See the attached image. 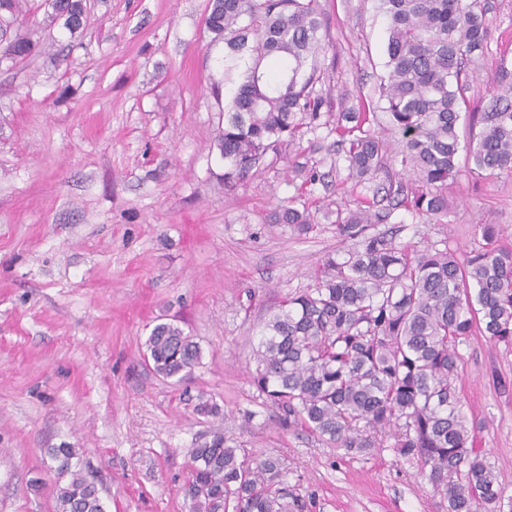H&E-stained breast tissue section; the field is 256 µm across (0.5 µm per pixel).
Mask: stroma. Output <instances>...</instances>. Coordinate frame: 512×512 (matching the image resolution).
Returning a JSON list of instances; mask_svg holds the SVG:
<instances>
[{"label":"stroma","mask_w":512,"mask_h":512,"mask_svg":"<svg viewBox=\"0 0 512 512\" xmlns=\"http://www.w3.org/2000/svg\"><path fill=\"white\" fill-rule=\"evenodd\" d=\"M326 45L315 91L325 111L364 112L366 131L399 148L378 86L386 21L376 0H318ZM483 56L471 65L468 110L483 112L500 70L512 72V0H488ZM83 26L49 23L28 0L35 42L0 60V512H58L49 449H75L107 512H190L195 440L225 434L256 456L283 458L289 485L315 512H444L418 462L284 432L251 384L268 316L313 287L310 273L340 246L333 220L392 180L398 156L349 190L333 125L267 154L254 175L224 183L218 99L245 62L224 68L205 19L209 0H86ZM322 179L310 182L311 173ZM448 215L394 210L403 244L475 247V224L512 245V173L446 190ZM308 210L298 235L281 206ZM179 325L202 349L181 383L143 359L154 325ZM460 396L512 494V348L483 336L462 345ZM218 415L198 413L199 400ZM254 414L250 429L235 416Z\"/></svg>","instance_id":"35a3bbf8"}]
</instances>
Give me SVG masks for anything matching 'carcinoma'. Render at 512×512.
Masks as SVG:
<instances>
[{
    "label": "carcinoma",
    "instance_id": "obj_1",
    "mask_svg": "<svg viewBox=\"0 0 512 512\" xmlns=\"http://www.w3.org/2000/svg\"><path fill=\"white\" fill-rule=\"evenodd\" d=\"M388 20L387 76L380 83L390 122L403 138L402 163L416 189L383 187L385 208L364 200L336 210V234L349 243L314 272L316 286L288 297L269 315L255 350L252 383L276 408L282 429L307 432L348 452L392 448L429 468L447 512H512V496L480 448L481 426L463 412L457 387L459 347L480 335L512 346V248L499 229L475 225L482 243L460 257L449 242L414 250L398 231L376 232L398 207L449 212L443 186L459 173L465 150L477 178L512 172V74L481 113L482 128L460 145L458 126L470 74L467 64L487 47L485 0H378ZM25 0H0V57L24 59L33 49L21 31ZM50 22L70 33L82 26L85 0H48ZM207 29L224 42V59L245 58L235 95L224 101L218 147L224 182L244 180L268 152L297 143L332 113L314 93L324 46L318 0H210ZM336 135L348 179L373 178L385 143L361 130L364 112H344ZM279 221L301 234L313 216L281 207ZM154 371L177 382L201 364L202 350L178 325H155L145 340ZM186 488L192 512H306L277 457H253L217 433L188 449ZM69 482L59 512H107L98 486L74 468L71 448H51Z\"/></svg>",
    "mask_w": 512,
    "mask_h": 512
}]
</instances>
